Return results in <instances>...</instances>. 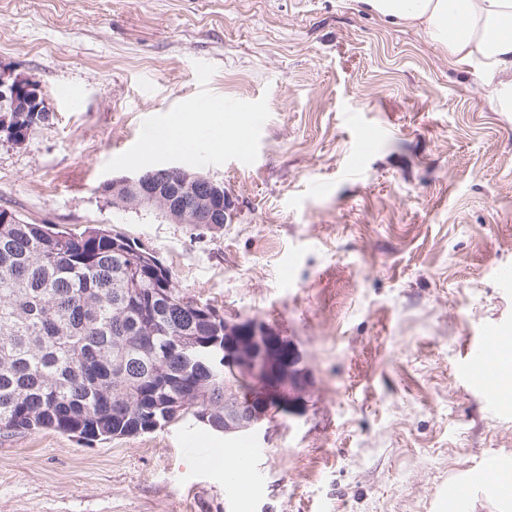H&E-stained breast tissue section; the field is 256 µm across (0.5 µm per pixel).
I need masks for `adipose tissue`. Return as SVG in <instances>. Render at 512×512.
I'll return each instance as SVG.
<instances>
[{"instance_id": "ef3b65f1", "label": "adipose tissue", "mask_w": 512, "mask_h": 512, "mask_svg": "<svg viewBox=\"0 0 512 512\" xmlns=\"http://www.w3.org/2000/svg\"><path fill=\"white\" fill-rule=\"evenodd\" d=\"M365 8L389 21L421 27L447 48L453 62L481 60L502 90L501 109L512 112V0H361ZM206 132L207 144L225 145L224 122L214 112L193 111L174 118L152 151L176 152L186 128Z\"/></svg>"}]
</instances>
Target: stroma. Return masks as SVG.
Returning <instances> with one entry per match:
<instances>
[{"label":"stroma","instance_id":"1","mask_svg":"<svg viewBox=\"0 0 512 512\" xmlns=\"http://www.w3.org/2000/svg\"><path fill=\"white\" fill-rule=\"evenodd\" d=\"M51 111L0 137V207L73 232L101 224L179 292L287 345L308 386L252 439L264 477L238 510L217 434L184 415L85 442L0 438V512H452L448 481L512 464V408L464 365L481 327L512 336V112L485 65L358 0H0V71ZM236 109L254 155L147 152L199 95ZM359 114L387 136L348 168ZM180 166L223 184L221 229L113 207L112 179ZM211 449L195 456L191 447Z\"/></svg>","mask_w":512,"mask_h":512}]
</instances>
